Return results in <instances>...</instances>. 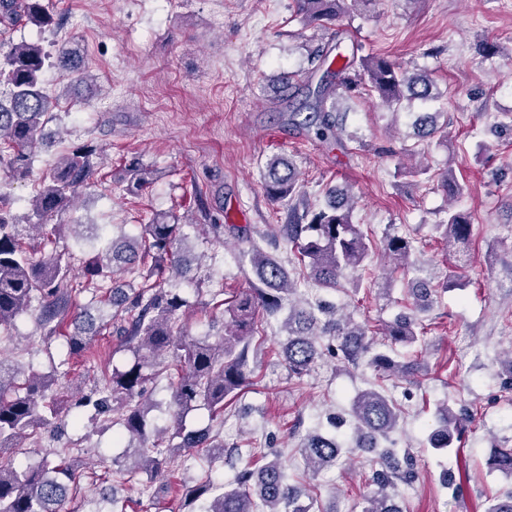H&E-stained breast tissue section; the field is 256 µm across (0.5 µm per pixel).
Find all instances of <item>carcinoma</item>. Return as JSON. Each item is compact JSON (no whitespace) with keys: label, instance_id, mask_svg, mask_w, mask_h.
I'll return each instance as SVG.
<instances>
[{"label":"carcinoma","instance_id":"1","mask_svg":"<svg viewBox=\"0 0 512 512\" xmlns=\"http://www.w3.org/2000/svg\"><path fill=\"white\" fill-rule=\"evenodd\" d=\"M369 0H294L297 12L308 22L329 23L340 20L353 7ZM31 24L42 30L63 28L60 20L48 10L43 0H0V25L8 29L18 23ZM337 49L339 69L327 71L331 80L311 88L295 85L291 79L281 81L285 92L303 96L301 108L309 110L303 125L321 141L341 142L345 133L340 110L352 99L359 87L366 85L378 99L396 111L412 117L410 136L419 141L448 138V125L438 122L439 113L431 111L440 92L426 72L403 69L386 57H360L358 49L351 55ZM47 66L62 71H83L81 56L61 50L56 55L45 51L38 42H20L0 56V84L7 86L0 95V172L12 179H24L31 172L34 153L46 140V127L55 119L54 103L40 82ZM96 150L84 145L64 154L54 167L40 177L39 188L30 200L39 231L40 256L26 240L24 225L12 213V203L0 195V330H8L19 315L38 302L36 322L45 339L56 336L66 319L76 330L66 336V353L61 364L81 356L97 333L92 311L97 309V292L103 288L112 295L111 315L120 319L116 335L122 348L131 352L132 360L112 372H102L99 385L82 402L92 407L88 420L93 423H116L128 437L125 447L133 449V468L127 473L146 472L164 478L178 458L202 448L208 469L196 482L182 486L186 512H314V498L303 500L302 490L288 482L280 453L263 448L226 449L224 440L211 430L188 431L183 414L197 403L207 405L212 419L224 417V408L245 388L253 385L255 368L249 362L253 340L264 344L266 337L256 336V318L261 312L276 318L288 310L282 323L286 331L283 353L288 373L297 379L311 371L323 352H340L347 364L368 365L382 376L415 382L417 361H398L390 355L397 343L424 344V327L418 313L433 303H412V312L403 313L385 324L379 334L382 342L368 335L367 329L342 308L329 302L314 305L295 301L297 288L286 268L267 255L254 239L248 226L211 224L209 233L215 239L228 233L248 244L244 255L250 257L259 284L240 290L223 301L224 322L218 340L185 336L178 331L179 321L188 302L166 284L181 273L186 258L182 243V217L174 212H154L140 225L134 236L116 240L109 236L107 224H53L46 222L73 206L80 189L88 186L95 175ZM128 187L141 191L157 179L158 171L134 157L124 167ZM448 195L456 198L465 186L456 179L449 166L435 175ZM262 188L273 203L288 207V223L277 225V236L294 250L300 267L320 288H342L348 276L362 278L372 244L352 214L356 195L352 187H330L325 203L319 208L308 204L299 174L289 159L274 155L264 164ZM448 251L460 252L472 235V224L466 213L448 208L447 217L439 224ZM73 232L75 246L99 240L101 246L76 273L75 254L65 255L54 248L57 237ZM382 250L392 262L387 273L402 271L407 275L412 262L411 241L395 228L385 230L379 239ZM143 271V282L129 281L116 286V275ZM92 284V296L81 312L73 315V299ZM171 380L170 407L175 418V445H163L150 438L147 415L150 405L144 400L147 383L159 373ZM57 380L35 373L24 375L8 358H0V512H60L59 506L69 491L80 482L78 467L71 462L56 463L44 455L31 467H16L8 452L38 442L43 433L60 437L69 426H83V418L62 415L58 400L47 397ZM402 414V408L382 390L371 388L358 392L350 403V417L355 447L377 451L371 460L362 512H401L396 499L399 485L411 486L418 479L413 457L406 451L399 455L390 449H379L381 442L391 440ZM468 418L467 409L453 412L445 406L437 409L435 428L429 435L430 447L446 451L454 447V435ZM353 447V448H355ZM330 432L309 430L298 443L303 470L319 474L339 464L353 452ZM237 456L240 468L232 480L224 484L213 478V466L224 462L227 453ZM492 471L512 477V442L494 449L487 459ZM486 512H512V490L492 499Z\"/></svg>","mask_w":512,"mask_h":512}]
</instances>
